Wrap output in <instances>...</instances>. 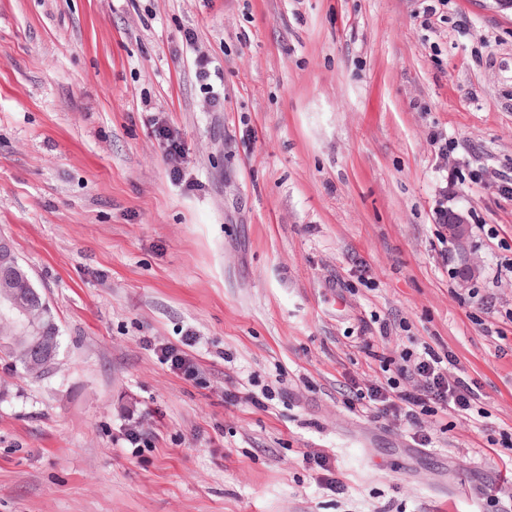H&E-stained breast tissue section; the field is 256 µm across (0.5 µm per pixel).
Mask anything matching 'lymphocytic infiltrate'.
<instances>
[{"mask_svg":"<svg viewBox=\"0 0 512 512\" xmlns=\"http://www.w3.org/2000/svg\"><path fill=\"white\" fill-rule=\"evenodd\" d=\"M448 363V357L428 346L419 352L402 350L394 375L368 388L363 411L407 426L415 446H430L432 438L423 424V415L448 411L470 415L478 411L482 398L473 382L449 376ZM408 380L413 381V388H405Z\"/></svg>","mask_w":512,"mask_h":512,"instance_id":"obj_1","label":"lymphocytic infiltrate"}]
</instances>
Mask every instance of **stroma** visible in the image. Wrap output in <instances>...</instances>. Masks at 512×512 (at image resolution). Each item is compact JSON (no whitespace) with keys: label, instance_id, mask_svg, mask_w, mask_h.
<instances>
[{"label":"stroma","instance_id":"obj_1","mask_svg":"<svg viewBox=\"0 0 512 512\" xmlns=\"http://www.w3.org/2000/svg\"><path fill=\"white\" fill-rule=\"evenodd\" d=\"M199 50L218 69L206 87ZM158 123L184 145L181 180ZM441 200L469 214L466 286ZM1 233L61 349L37 381L0 362V512L512 504V337L486 333L512 309V8L497 0H0ZM189 333L194 380L147 347ZM367 342L451 353L483 415L426 416L416 448L353 411L356 385L383 379Z\"/></svg>","mask_w":512,"mask_h":512}]
</instances>
